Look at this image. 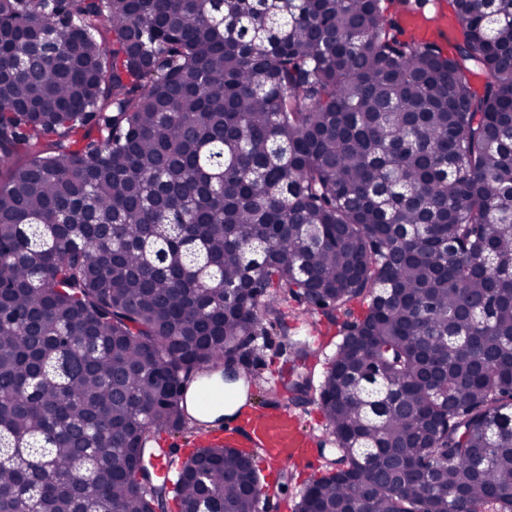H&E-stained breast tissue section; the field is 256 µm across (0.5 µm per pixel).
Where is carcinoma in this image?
I'll list each match as a JSON object with an SVG mask.
<instances>
[{"label": "carcinoma", "instance_id": "obj_1", "mask_svg": "<svg viewBox=\"0 0 512 512\" xmlns=\"http://www.w3.org/2000/svg\"><path fill=\"white\" fill-rule=\"evenodd\" d=\"M426 2L0 0V512H259L252 455L145 447L319 315L298 512H512V0ZM434 11L435 10L432 9L428 14H432ZM440 15L441 10L439 8L436 9L433 17H428L427 14H411L404 18L403 24L408 28L416 29L421 36L428 37L430 34V30L428 29L430 23L445 24V19ZM320 321H317L316 323L320 324L317 325L316 330L317 334L318 332L324 334V335H316V337H310L306 335L303 321H299L296 323H290L291 328V335L295 339H306L309 341H312L315 346L319 348V357L317 358L318 365L316 367V373L317 375H320L323 368L326 367L327 359L334 353L336 349V344L340 341L341 336H339V327L338 326H330L328 325L323 317H320ZM319 336V342L322 344H318V342H315V339Z\"/></svg>", "mask_w": 512, "mask_h": 512}]
</instances>
